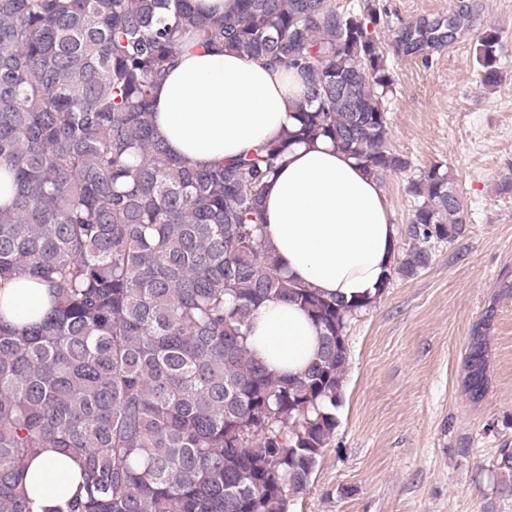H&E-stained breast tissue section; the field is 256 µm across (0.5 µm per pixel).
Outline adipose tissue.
I'll list each match as a JSON object with an SVG mask.
<instances>
[{
    "instance_id": "adipose-tissue-1",
    "label": "adipose tissue",
    "mask_w": 512,
    "mask_h": 512,
    "mask_svg": "<svg viewBox=\"0 0 512 512\" xmlns=\"http://www.w3.org/2000/svg\"><path fill=\"white\" fill-rule=\"evenodd\" d=\"M303 90L302 78L278 65L186 51L156 92L154 123L171 153L206 167L279 140L297 124ZM260 219L288 277L349 301L375 295L399 252L381 182L323 138L288 148ZM49 301L38 282L0 279V311L11 323L38 319ZM251 329L252 348L282 374L303 369L319 350V331L296 304H263ZM26 472L33 512H55L82 479L80 460L53 448L34 455Z\"/></svg>"
}]
</instances>
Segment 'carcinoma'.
I'll return each mask as SVG.
<instances>
[{"label": "carcinoma", "mask_w": 512, "mask_h": 512, "mask_svg": "<svg viewBox=\"0 0 512 512\" xmlns=\"http://www.w3.org/2000/svg\"><path fill=\"white\" fill-rule=\"evenodd\" d=\"M467 5L395 32L419 55L472 27ZM379 6L234 0L206 16L191 0H0V276L41 281L43 317L0 311V512H33L30 456L61 448L83 483L54 512H288L337 429L350 322L394 278L430 266L466 231L448 169L409 181L397 256L373 298L325 296L282 271L260 222L266 182L288 147L319 138L379 181L409 159L389 146L393 80ZM222 47L304 79L299 127L206 168L174 157L153 123L155 89L184 46ZM498 32L476 47L500 80ZM303 307L316 359L278 375L250 347L253 311ZM466 391L488 389L485 324L473 328ZM512 494V448L499 451Z\"/></svg>", "instance_id": "1"}]
</instances>
